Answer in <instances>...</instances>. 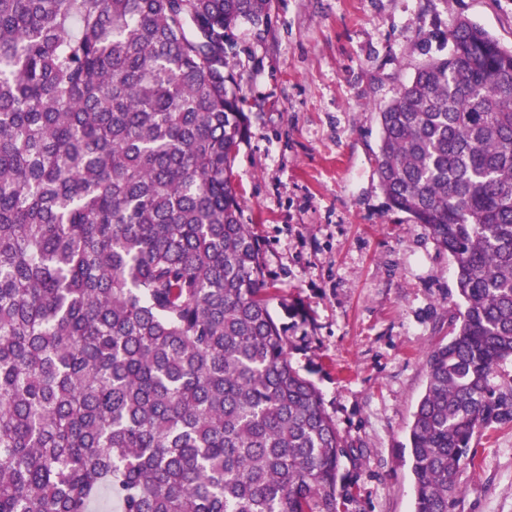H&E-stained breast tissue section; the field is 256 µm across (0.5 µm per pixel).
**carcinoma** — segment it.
Masks as SVG:
<instances>
[{"label":"carcinoma","mask_w":512,"mask_h":512,"mask_svg":"<svg viewBox=\"0 0 512 512\" xmlns=\"http://www.w3.org/2000/svg\"><path fill=\"white\" fill-rule=\"evenodd\" d=\"M272 0H0V512H349L233 179L232 31ZM378 112L391 208L455 262L426 355L414 512H454L512 424V50L459 19Z\"/></svg>","instance_id":"1"}]
</instances>
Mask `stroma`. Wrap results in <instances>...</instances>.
I'll list each match as a JSON object with an SVG mask.
<instances>
[{"instance_id":"1","label":"stroma","mask_w":512,"mask_h":512,"mask_svg":"<svg viewBox=\"0 0 512 512\" xmlns=\"http://www.w3.org/2000/svg\"><path fill=\"white\" fill-rule=\"evenodd\" d=\"M272 17L234 31L250 119L233 166L242 219L289 359L352 451L349 512H413L408 427L459 299L452 258L379 186L378 113L413 77L420 42L439 48L457 18L511 49L512 0H274ZM471 450L456 512H512V425Z\"/></svg>"}]
</instances>
